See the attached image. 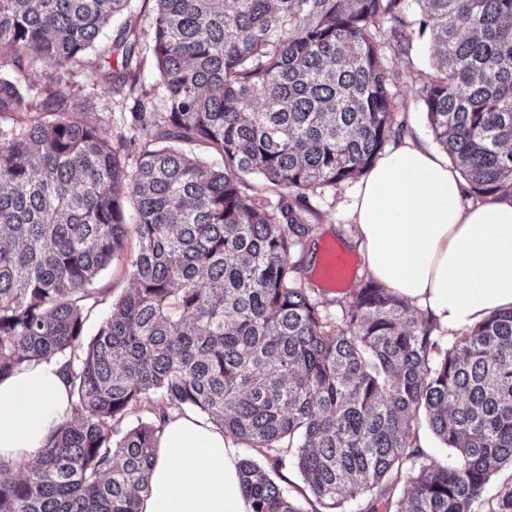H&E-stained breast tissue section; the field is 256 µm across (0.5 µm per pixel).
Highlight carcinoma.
Wrapping results in <instances>:
<instances>
[{"label": "carcinoma", "instance_id": "cac0c4a2", "mask_svg": "<svg viewBox=\"0 0 512 512\" xmlns=\"http://www.w3.org/2000/svg\"><path fill=\"white\" fill-rule=\"evenodd\" d=\"M129 2L0 0V116L19 115L0 127V379L55 358L73 410L33 465L0 461V512H139L187 409L244 446L252 512H512V477L487 495L512 468V308L448 341L369 277L335 325L289 264L312 225L288 199L357 178L395 135L383 48L408 54L413 26L437 141L474 194L511 192L512 0H152L160 101L135 99L121 153L55 73L135 87L137 18L100 42ZM126 253L132 288L85 343L92 284ZM145 402L155 421L126 427ZM421 421L445 460L416 447ZM288 458L300 500L273 479ZM244 180L249 188H251V190L247 189V191L257 195L261 203L270 208L277 204L282 191L265 185L263 179L256 175L248 176Z\"/></svg>", "mask_w": 512, "mask_h": 512}]
</instances>
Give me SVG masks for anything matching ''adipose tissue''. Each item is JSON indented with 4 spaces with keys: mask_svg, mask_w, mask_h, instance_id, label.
<instances>
[{
    "mask_svg": "<svg viewBox=\"0 0 512 512\" xmlns=\"http://www.w3.org/2000/svg\"><path fill=\"white\" fill-rule=\"evenodd\" d=\"M351 220L369 276L440 327L458 331L512 308V194L468 202L458 170L411 136L364 173ZM70 412L58 362L0 380V458L33 460ZM239 459L219 425L168 418L140 512H251Z\"/></svg>",
    "mask_w": 512,
    "mask_h": 512,
    "instance_id": "adipose-tissue-1",
    "label": "adipose tissue"
}]
</instances>
